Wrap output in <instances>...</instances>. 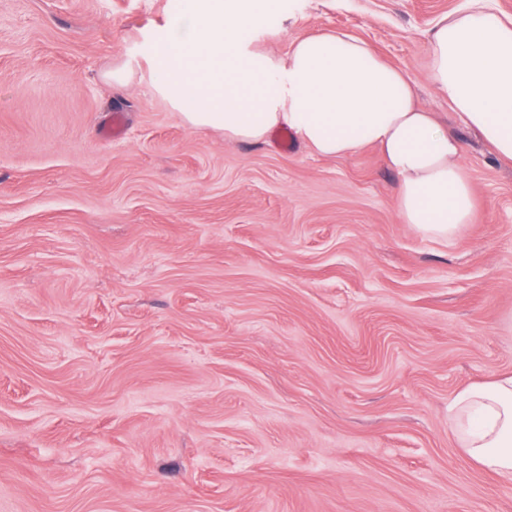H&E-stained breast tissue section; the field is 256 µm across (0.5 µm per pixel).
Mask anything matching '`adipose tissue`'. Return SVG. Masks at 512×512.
Wrapping results in <instances>:
<instances>
[{
	"instance_id": "1",
	"label": "adipose tissue",
	"mask_w": 512,
	"mask_h": 512,
	"mask_svg": "<svg viewBox=\"0 0 512 512\" xmlns=\"http://www.w3.org/2000/svg\"><path fill=\"white\" fill-rule=\"evenodd\" d=\"M252 18L251 0H194L160 29L150 68L182 122L252 144L285 129L324 158L376 147L398 179L402 223L429 239L455 238L474 209L463 146L418 103L408 73L341 30L303 35L282 55L261 50L243 37ZM428 42L436 93L512 166V19L473 0ZM448 417L467 455L511 483L512 374L461 392Z\"/></svg>"
}]
</instances>
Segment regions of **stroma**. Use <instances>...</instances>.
Instances as JSON below:
<instances>
[{
  "mask_svg": "<svg viewBox=\"0 0 512 512\" xmlns=\"http://www.w3.org/2000/svg\"><path fill=\"white\" fill-rule=\"evenodd\" d=\"M190 6L0 0V512H512L448 423L512 372V166L429 79L464 0H252L247 32L339 28L409 73L464 144L448 244L377 148L184 125L149 61Z\"/></svg>",
  "mask_w": 512,
  "mask_h": 512,
  "instance_id": "1",
  "label": "stroma"
}]
</instances>
